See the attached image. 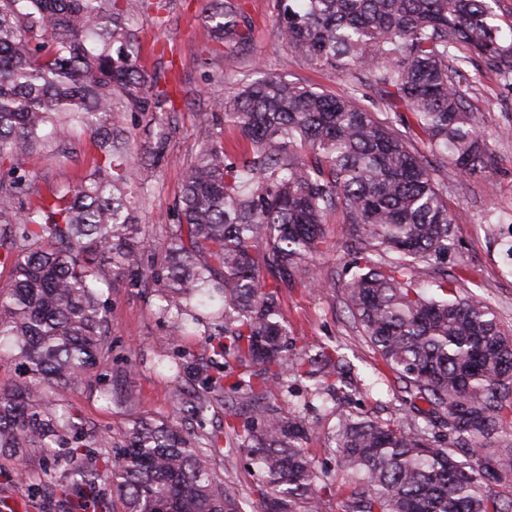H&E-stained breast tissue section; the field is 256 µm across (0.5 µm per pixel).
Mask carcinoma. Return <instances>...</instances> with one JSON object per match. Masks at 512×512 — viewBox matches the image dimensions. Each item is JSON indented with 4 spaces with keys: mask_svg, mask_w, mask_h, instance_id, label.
<instances>
[{
    "mask_svg": "<svg viewBox=\"0 0 512 512\" xmlns=\"http://www.w3.org/2000/svg\"><path fill=\"white\" fill-rule=\"evenodd\" d=\"M492 0H278L289 47L345 79L375 76L390 114L264 68L213 103L248 148L231 155L202 140L185 168L177 221L150 254V224L136 206L166 164V134L137 140L126 116L155 120L170 92L141 63L121 0H0V459L39 451L62 469L72 512H241L211 465L219 448L244 455L258 477L262 512H319L334 477L304 447V408L285 415L266 398L288 379L315 381L339 402L331 448L346 479L343 512H512V333L484 302L457 294L445 270L454 245L448 199L435 176L487 167L459 65L466 48L512 80V40L491 24ZM219 43L244 45L239 0H207ZM410 114L420 153L396 127ZM88 138L97 152L75 185L36 186L42 145ZM336 215L355 231L354 275L342 304L404 393L398 420L343 405L345 359L288 347L283 290L317 288L313 258L336 246ZM435 274L420 285L415 267ZM120 277L150 285L156 311L179 337L205 335V365L166 353L174 414L146 416L116 393L124 428L97 431L58 399L87 385L112 354L100 286ZM228 405L220 430L202 432L210 407ZM446 429L455 436L437 434Z\"/></svg>",
    "mask_w": 512,
    "mask_h": 512,
    "instance_id": "cac0c4a2",
    "label": "carcinoma"
}]
</instances>
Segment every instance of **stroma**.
<instances>
[{"label": "stroma", "mask_w": 512, "mask_h": 512, "mask_svg": "<svg viewBox=\"0 0 512 512\" xmlns=\"http://www.w3.org/2000/svg\"><path fill=\"white\" fill-rule=\"evenodd\" d=\"M249 17L250 41L246 48L212 42L202 12L205 0H166L162 12L134 6L131 30L138 38L141 60L149 72L176 76L170 84L171 97L178 109L175 129L168 139L172 159L154 193L143 206L152 224V246L164 247V227L173 223L174 204L178 200L187 161L194 155L199 140L211 132L220 133L225 147L233 152L246 146L243 133L216 115L212 104L234 91L237 83L248 78L257 64H265L286 76L339 97H354L371 111L382 107L380 93L372 78L349 81L330 69L306 60L282 40L277 30L275 0H242ZM464 81L472 104L476 125L490 136L491 163L483 171L462 175L448 169L441 184L454 217V247L448 256L449 273L458 275L460 295L475 296L495 309L502 324L512 328V261L507 260L500 242L486 233L490 218L500 220L502 240L512 238V87L491 74L482 62L464 67ZM59 147L42 148L35 161L42 183L74 181L76 176L94 170L95 149L79 142L75 161L61 165L55 160ZM326 231L335 241L333 251L317 260L323 272L335 275L334 285L311 292L302 288L285 290L280 302L294 347L318 351L327 346L341 347L350 360L360 392L351 408L364 417L393 419L400 414L401 394L394 381L380 379L374 371V353L344 311L341 287L349 278L347 250L352 239L347 224L329 222ZM108 315L112 326V357L105 375L91 387L68 393L67 401L86 420L104 432L121 426L117 409L99 397L103 388L134 400L154 419L172 415L175 381L156 375L153 365L168 336L174 335L171 321L159 318L150 289L125 288L113 284L108 296ZM136 357L132 377L122 376L129 357ZM310 383L292 381V396H276L282 412L292 411L295 403L312 400L306 419L310 433L305 443L315 465L335 470L336 462L328 453V434L336 416L321 400L311 399ZM214 466L225 483L257 508V480L245 457L224 452L215 455ZM24 478L0 474V488L15 494L17 500H34L31 512H59L50 493L52 481L42 454H31L22 464Z\"/></svg>", "instance_id": "1"}]
</instances>
